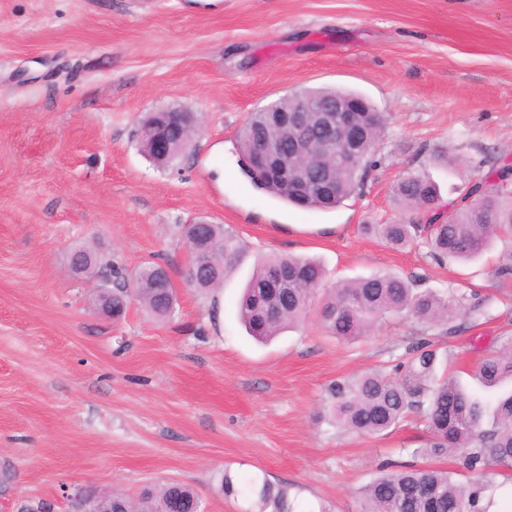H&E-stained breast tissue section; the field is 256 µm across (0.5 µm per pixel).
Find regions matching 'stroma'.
<instances>
[{"instance_id": "obj_1", "label": "stroma", "mask_w": 512, "mask_h": 512, "mask_svg": "<svg viewBox=\"0 0 512 512\" xmlns=\"http://www.w3.org/2000/svg\"><path fill=\"white\" fill-rule=\"evenodd\" d=\"M305 88L361 93L387 118L363 189L330 210L275 199L238 166L248 115ZM168 107L201 127L160 169L136 134ZM493 158L512 161V0H0V512H70L79 487L135 496L171 479L206 512H246L217 489L227 468L287 486L300 512H359L357 489L427 433L415 415L378 436L337 427L330 388L392 371L424 336L476 391L471 370L512 329L497 250L440 265L362 227L411 216L395 192L408 175L447 203ZM200 216L243 249L214 292L183 279L181 227ZM83 246L166 265L174 316L135 302L99 315L97 278L66 270ZM269 254L318 258L331 283L461 288L489 314L450 336L390 316L355 343L312 315L262 345L237 302Z\"/></svg>"}]
</instances>
